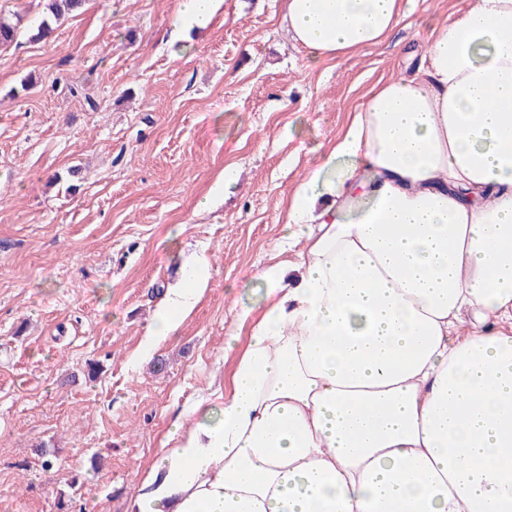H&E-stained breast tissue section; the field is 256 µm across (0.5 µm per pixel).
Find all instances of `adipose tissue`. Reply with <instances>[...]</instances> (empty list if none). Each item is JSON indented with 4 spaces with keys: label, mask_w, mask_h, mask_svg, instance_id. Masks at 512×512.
<instances>
[{
    "label": "adipose tissue",
    "mask_w": 512,
    "mask_h": 512,
    "mask_svg": "<svg viewBox=\"0 0 512 512\" xmlns=\"http://www.w3.org/2000/svg\"><path fill=\"white\" fill-rule=\"evenodd\" d=\"M401 0H288L314 58ZM230 391L176 421L128 512H512V0H472L295 191ZM200 276L169 293V336Z\"/></svg>",
    "instance_id": "adipose-tissue-1"
}]
</instances>
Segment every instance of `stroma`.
<instances>
[{
	"mask_svg": "<svg viewBox=\"0 0 512 512\" xmlns=\"http://www.w3.org/2000/svg\"><path fill=\"white\" fill-rule=\"evenodd\" d=\"M179 2L86 0L34 41L43 0H0L20 22L0 52V512H126L177 417L230 390L235 312L291 260L275 244L323 145L470 0H402L386 41L316 63L286 0H221L202 29ZM197 269L202 297L148 343Z\"/></svg>",
	"mask_w": 512,
	"mask_h": 512,
	"instance_id": "35a3bbf8",
	"label": "stroma"
}]
</instances>
